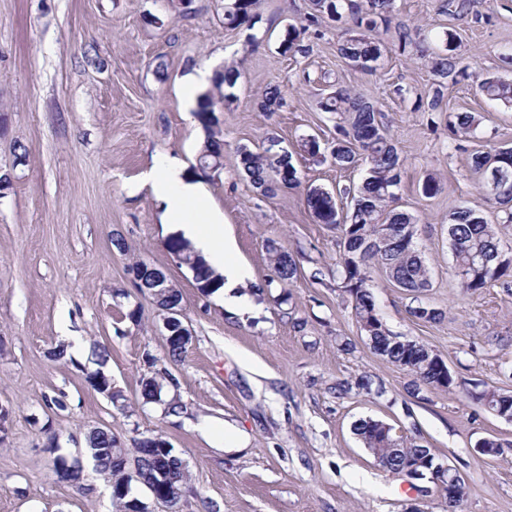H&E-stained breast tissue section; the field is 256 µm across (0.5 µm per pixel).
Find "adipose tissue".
I'll list each match as a JSON object with an SVG mask.
<instances>
[{
  "label": "adipose tissue",
  "mask_w": 512,
  "mask_h": 512,
  "mask_svg": "<svg viewBox=\"0 0 512 512\" xmlns=\"http://www.w3.org/2000/svg\"><path fill=\"white\" fill-rule=\"evenodd\" d=\"M146 183L160 204L163 223L189 240L207 264L223 276L220 295L233 293L249 280V270L238 261L234 244L225 233L223 212L177 158L157 156Z\"/></svg>",
  "instance_id": "obj_1"
}]
</instances>
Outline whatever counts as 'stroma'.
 Returning a JSON list of instances; mask_svg holds the SVG:
<instances>
[{"mask_svg":"<svg viewBox=\"0 0 512 512\" xmlns=\"http://www.w3.org/2000/svg\"><path fill=\"white\" fill-rule=\"evenodd\" d=\"M234 0H0V512H115L106 483L85 460V435L111 428L124 447L160 435L186 462L191 492L180 512H448V492L418 493L406 476L379 465L353 433L371 417L431 448L470 486L461 512H512V448L497 456L478 442L512 441V423L468 399L476 386L512 392V283L464 293L447 234L455 208L488 223L498 209L470 170L474 151L512 146V107L477 91L481 77L512 81V0H479L468 14L445 0H396L393 23L420 27V46H399L385 26L374 71L341 58L350 18L307 26L304 53H284L288 26H301L309 0H258L253 28H232ZM455 62L441 110L427 108L435 78L428 58ZM237 67L229 97L214 105L224 167L202 181L223 211L237 258L251 280L247 313L202 295L191 271L168 250L170 232L144 183L154 158L168 154L196 168L205 133L187 112L180 87L200 67ZM278 86L284 104L266 112L262 91ZM358 88L385 116L404 161L397 206L418 219V247L431 271L422 297L386 282L370 285L378 316L394 333L424 343L455 380L452 392L415 383L367 344L336 278L339 232L315 221L304 187L358 185L366 162L339 169L304 152L306 138L328 144L339 115L319 103L336 88ZM473 113V136L448 123ZM277 137L303 185L266 197L238 172L240 148ZM442 180L432 198L426 174ZM122 238L117 250L113 238ZM287 250L300 272L274 282L268 247ZM141 259L163 269L182 293L193 342L170 359L151 294L133 287L127 267ZM444 311L421 322L410 310ZM81 338L61 361L64 332ZM115 398L90 385L97 369ZM164 375L168 415L146 402L141 380ZM371 377L383 397L343 380ZM225 428L217 441L202 420ZM83 459L80 483L59 481L56 456Z\"/></svg>","mask_w":512,"mask_h":512,"instance_id":"stroma-1","label":"stroma"}]
</instances>
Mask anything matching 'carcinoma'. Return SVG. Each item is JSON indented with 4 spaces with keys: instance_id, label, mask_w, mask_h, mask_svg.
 <instances>
[{
    "instance_id": "1",
    "label": "carcinoma",
    "mask_w": 512,
    "mask_h": 512,
    "mask_svg": "<svg viewBox=\"0 0 512 512\" xmlns=\"http://www.w3.org/2000/svg\"><path fill=\"white\" fill-rule=\"evenodd\" d=\"M395 0H310L308 24L296 28L288 27L282 46L284 52L302 53L304 48L300 35L309 26L322 18L332 21L342 19L343 12L352 16L357 27L363 32L343 41L339 51L343 58L363 69H373L371 63L381 57L380 47L367 33L377 27V21L390 22ZM255 0H235L232 9L225 12L227 24L237 28L251 24ZM420 29L404 24L394 27L393 38L402 47L418 43ZM431 69L441 79L454 77L455 63L447 58H434ZM478 92L493 100L512 106V83L497 76L489 75L482 79ZM282 104L278 87L265 90L260 107L272 112ZM214 102L211 94L202 96L196 118L206 132L198 163L202 170L217 171L223 168L224 154L221 139L215 127ZM325 112L342 114L344 124L336 125V139L330 152L321 151L320 143L314 138L304 141V151L319 162L331 161L338 168H349L358 157L367 159L369 168L362 183L353 188L343 189L350 197V208L345 219H340L337 196L333 191L321 186H307L305 204L320 224L333 226L340 232V246L343 248L336 278L341 281L343 292L349 297L357 323L365 333L373 336V351L396 366L416 367L424 372V383L437 389L452 390L443 383L438 373L425 365L427 352L425 344H397L392 333L378 318L373 295L368 287L369 269L379 267L388 280L407 292L421 295L431 287L430 270L417 245L418 227L412 215L392 207L398 199L396 190L401 182L403 159L387 132V125L372 104L356 90L340 89L320 103ZM477 126L476 117L470 113L456 116L449 123L455 135L469 136ZM239 168L251 187L263 195H273L282 188H296L301 185V175L293 163L292 153L280 147L274 137L266 138V145L257 150L243 148L239 152ZM471 169L480 176L479 185L487 195L493 196L499 205L500 222L490 224L469 207L456 209L448 224V240L456 268L467 267L471 274L461 280L460 286L466 293L475 292L487 284L512 278V258L504 255L501 228L512 225V147H500L493 151L476 152L471 158ZM493 172L499 174L495 192L486 188V180ZM182 257L179 265H192L193 277L200 291L210 295L219 288L218 278L202 257L197 255L189 243L173 240ZM270 261L277 280L286 284L296 278L298 264L288 251L276 246L269 248ZM414 318L423 322H435L442 312L421 304L411 310ZM142 397L164 406L168 414H176L180 406L163 398V389L148 381H141ZM474 402L495 412L512 411V394L496 388H487L471 393ZM354 434L363 447L376 448L382 457L393 460L392 449L398 454L429 455L431 450L423 445L404 442L377 443V424L361 418L354 423ZM87 456L95 472L112 483V497L125 508H132L133 491H124L116 482L114 470L117 466L113 448L117 437L109 428H96L85 435ZM139 453L142 455L141 469L144 477L154 487L155 492L166 495V475L178 468L174 448L148 449V440H140Z\"/></svg>"
}]
</instances>
